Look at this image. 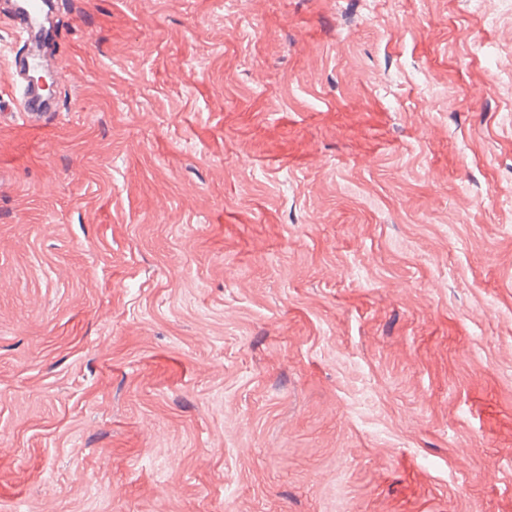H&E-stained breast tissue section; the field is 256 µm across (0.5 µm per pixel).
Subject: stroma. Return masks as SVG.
Wrapping results in <instances>:
<instances>
[{"instance_id": "1", "label": "stroma", "mask_w": 512, "mask_h": 512, "mask_svg": "<svg viewBox=\"0 0 512 512\" xmlns=\"http://www.w3.org/2000/svg\"><path fill=\"white\" fill-rule=\"evenodd\" d=\"M0 104V512H512V0H57Z\"/></svg>"}]
</instances>
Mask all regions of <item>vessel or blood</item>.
I'll return each instance as SVG.
<instances>
[{
    "mask_svg": "<svg viewBox=\"0 0 512 512\" xmlns=\"http://www.w3.org/2000/svg\"><path fill=\"white\" fill-rule=\"evenodd\" d=\"M51 11L50 0H6L0 7V21L12 26L24 48L23 55L13 56L10 63L9 95L16 111L33 123L52 109L32 80V72L40 63L38 36L48 26Z\"/></svg>",
    "mask_w": 512,
    "mask_h": 512,
    "instance_id": "1",
    "label": "vessel or blood"
}]
</instances>
